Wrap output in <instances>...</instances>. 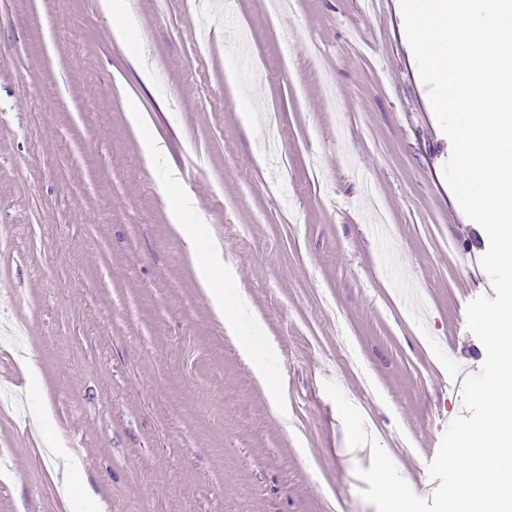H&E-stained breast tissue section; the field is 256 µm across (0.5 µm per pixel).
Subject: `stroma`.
I'll return each instance as SVG.
<instances>
[{"label": "stroma", "instance_id": "stroma-1", "mask_svg": "<svg viewBox=\"0 0 512 512\" xmlns=\"http://www.w3.org/2000/svg\"><path fill=\"white\" fill-rule=\"evenodd\" d=\"M115 9L121 42L102 0H0V512H376L328 383L431 497L493 289L398 0ZM231 270V265L224 263L221 256L218 262L208 263L199 268L200 283L210 295L216 314L222 322L224 321V329L239 355L252 368L260 386L267 391L273 384L261 363L264 350L253 344L248 336H243L239 329V310L235 306H227L223 295L214 288L220 282L226 283Z\"/></svg>", "mask_w": 512, "mask_h": 512}]
</instances>
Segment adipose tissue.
<instances>
[{
	"label": "adipose tissue",
	"mask_w": 512,
	"mask_h": 512,
	"mask_svg": "<svg viewBox=\"0 0 512 512\" xmlns=\"http://www.w3.org/2000/svg\"><path fill=\"white\" fill-rule=\"evenodd\" d=\"M230 271V265L221 261L205 264L199 269L200 283L208 291L216 314L223 321L224 329L239 355L252 368L260 386L267 389L271 387L272 381L261 363L264 351L253 344L248 337L243 336L239 329L238 309L227 306L217 289L218 283L228 280Z\"/></svg>",
	"instance_id": "obj_1"
}]
</instances>
